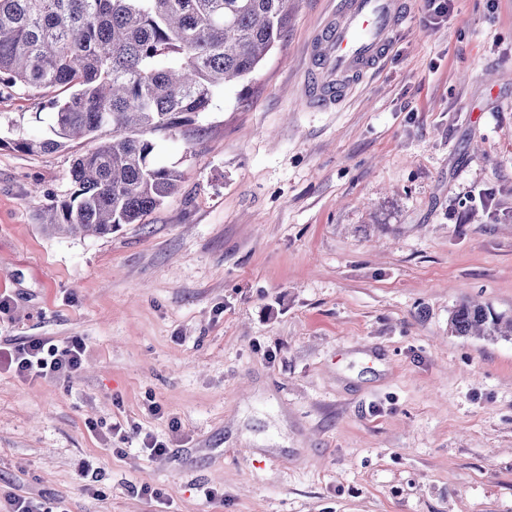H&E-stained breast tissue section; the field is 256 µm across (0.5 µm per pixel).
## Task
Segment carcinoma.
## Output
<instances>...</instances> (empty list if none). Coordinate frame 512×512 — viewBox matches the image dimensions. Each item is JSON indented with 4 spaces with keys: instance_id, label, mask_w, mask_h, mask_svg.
<instances>
[{
    "instance_id": "carcinoma-1",
    "label": "carcinoma",
    "mask_w": 512,
    "mask_h": 512,
    "mask_svg": "<svg viewBox=\"0 0 512 512\" xmlns=\"http://www.w3.org/2000/svg\"><path fill=\"white\" fill-rule=\"evenodd\" d=\"M288 13L289 0H0V88L71 90L45 104L49 135L14 147L46 152L111 130L75 158L74 191L46 204L45 226L104 236L160 206L182 175L152 162L153 136L192 122L218 90L253 74ZM449 329L512 338V318L463 300Z\"/></svg>"
}]
</instances>
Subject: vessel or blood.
Instances as JSON below:
<instances>
[{
    "instance_id": "1",
    "label": "vessel or blood",
    "mask_w": 512,
    "mask_h": 512,
    "mask_svg": "<svg viewBox=\"0 0 512 512\" xmlns=\"http://www.w3.org/2000/svg\"><path fill=\"white\" fill-rule=\"evenodd\" d=\"M340 2L335 18L315 36L309 50L307 96L322 111L341 104L388 53L402 17L399 0Z\"/></svg>"
}]
</instances>
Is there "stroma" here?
I'll list each match as a JSON object with an SVG mask.
<instances>
[{
	"label": "stroma",
	"mask_w": 512,
	"mask_h": 512,
	"mask_svg": "<svg viewBox=\"0 0 512 512\" xmlns=\"http://www.w3.org/2000/svg\"><path fill=\"white\" fill-rule=\"evenodd\" d=\"M407 2L386 59L318 112L303 73L336 0H294L252 76L156 136L175 194L102 237L41 219L90 141L13 146L47 133L59 90L0 94V347L86 344L68 381L0 371V512L13 494L69 512H512V338L448 325L465 299L512 316V0H454L429 29Z\"/></svg>",
	"instance_id": "obj_1"
}]
</instances>
